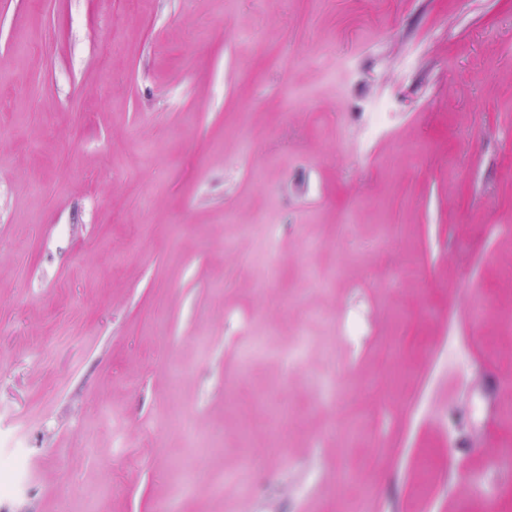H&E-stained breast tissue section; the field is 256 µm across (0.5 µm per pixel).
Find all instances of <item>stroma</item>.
<instances>
[{
    "mask_svg": "<svg viewBox=\"0 0 512 512\" xmlns=\"http://www.w3.org/2000/svg\"><path fill=\"white\" fill-rule=\"evenodd\" d=\"M511 270L512 0H0V512H512Z\"/></svg>",
    "mask_w": 512,
    "mask_h": 512,
    "instance_id": "obj_1",
    "label": "stroma"
}]
</instances>
